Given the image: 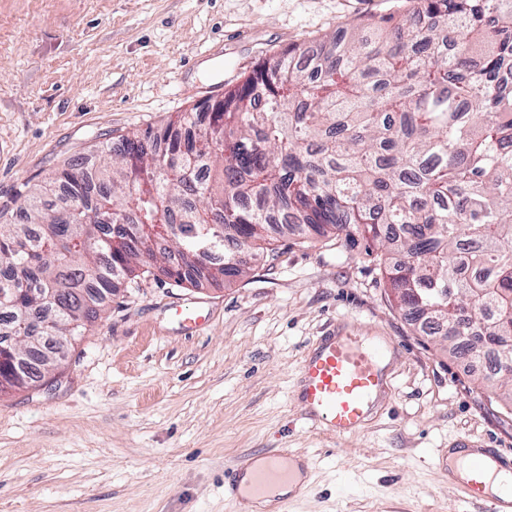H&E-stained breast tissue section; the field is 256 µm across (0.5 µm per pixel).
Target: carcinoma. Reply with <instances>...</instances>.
Wrapping results in <instances>:
<instances>
[{"instance_id": "cac0c4a2", "label": "carcinoma", "mask_w": 512, "mask_h": 512, "mask_svg": "<svg viewBox=\"0 0 512 512\" xmlns=\"http://www.w3.org/2000/svg\"><path fill=\"white\" fill-rule=\"evenodd\" d=\"M295 46L151 136L106 145L0 221V366L55 372L119 286L239 277L269 230L364 246L402 310L444 319L512 418V0H417ZM103 220L89 224L90 215Z\"/></svg>"}]
</instances>
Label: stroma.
Instances as JSON below:
<instances>
[{
    "mask_svg": "<svg viewBox=\"0 0 512 512\" xmlns=\"http://www.w3.org/2000/svg\"><path fill=\"white\" fill-rule=\"evenodd\" d=\"M414 0H0V212L118 136L158 129L289 47ZM275 259L219 285L145 276L119 288L57 381L0 393V512H237L224 468L310 456L288 512H485L443 471L466 439L512 455V419L388 297L363 248L275 236ZM209 316L183 330L174 305ZM389 345L391 385L339 442L293 398L333 328Z\"/></svg>",
    "mask_w": 512,
    "mask_h": 512,
    "instance_id": "1",
    "label": "stroma"
}]
</instances>
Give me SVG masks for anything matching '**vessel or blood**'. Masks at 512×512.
Instances as JSON below:
<instances>
[{
	"label": "vessel or blood",
	"instance_id": "b4317fda",
	"mask_svg": "<svg viewBox=\"0 0 512 512\" xmlns=\"http://www.w3.org/2000/svg\"><path fill=\"white\" fill-rule=\"evenodd\" d=\"M386 352L385 345H368L358 336L321 337L301 364L297 399L306 418L339 440L361 431L374 400L388 384L381 367ZM448 465H462L470 472L466 488L487 512H512V493L497 490L500 476L512 477V456L493 448H452ZM309 466L308 459L286 448L258 458L242 456L225 469L224 492L250 503L265 498L275 486L292 483L296 470Z\"/></svg>",
	"mask_w": 512,
	"mask_h": 512
}]
</instances>
